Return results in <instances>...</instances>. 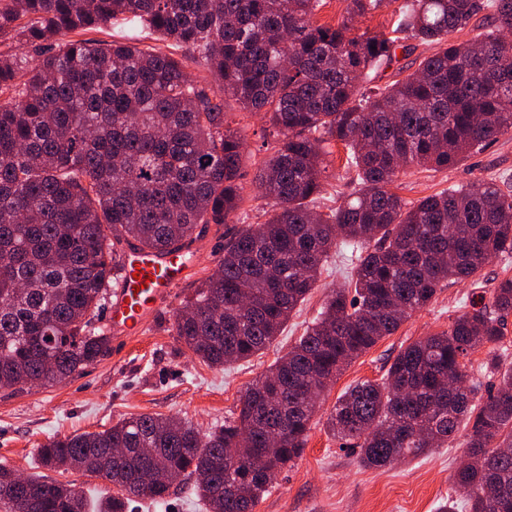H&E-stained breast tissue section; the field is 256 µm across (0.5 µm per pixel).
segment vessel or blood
Returning <instances> with one entry per match:
<instances>
[{"label": "vessel or blood", "mask_w": 512, "mask_h": 512, "mask_svg": "<svg viewBox=\"0 0 512 512\" xmlns=\"http://www.w3.org/2000/svg\"><path fill=\"white\" fill-rule=\"evenodd\" d=\"M123 264L122 281L107 311V321L119 343L148 326L172 290L187 278L195 256L187 250L163 254L132 247Z\"/></svg>", "instance_id": "b4317fda"}]
</instances>
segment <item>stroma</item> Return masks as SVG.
Instances as JSON below:
<instances>
[{
	"label": "stroma",
	"mask_w": 512,
	"mask_h": 512,
	"mask_svg": "<svg viewBox=\"0 0 512 512\" xmlns=\"http://www.w3.org/2000/svg\"><path fill=\"white\" fill-rule=\"evenodd\" d=\"M225 110L247 141L241 160L245 191L235 223L220 231L207 230L195 241L197 265L142 335L110 347L97 362L60 382L0 389V465L23 475L39 472L37 450L49 438L99 432L119 419L141 414L179 417L204 432L223 425L236 413L245 391L318 317L329 291L347 285L348 263L340 256L329 257L316 288L281 334L262 353L246 361L210 366L176 336V313L198 284L216 271L226 238L266 219L267 201L253 183L259 164L272 153L273 142L264 136L266 121L262 113L241 111L231 99L226 100ZM327 149L328 166L316 203L317 211L323 213L336 208L356 189L344 169V147L331 142ZM481 181L512 187V133L465 155L452 168L438 172L410 168L400 177L396 191L404 200L414 202ZM505 276L512 277L510 253L489 262L477 281L448 282L427 307L413 313L393 335L352 361L325 390L303 453L276 475L254 512H436L447 499L464 502L454 474L465 454V432H458L454 440L431 454L382 469H366L360 466L356 453L344 448L327 430L326 420L337 398L350 386L381 380L402 347L447 330L474 302L489 297L496 282ZM133 507L135 512H206L190 481L181 478L173 483L163 503L144 499L135 501Z\"/></svg>",
	"instance_id": "35a3bbf8"
}]
</instances>
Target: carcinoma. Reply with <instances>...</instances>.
I'll list each match as a JSON object with an SVG mask.
<instances>
[{"label": "carcinoma", "mask_w": 512, "mask_h": 512, "mask_svg": "<svg viewBox=\"0 0 512 512\" xmlns=\"http://www.w3.org/2000/svg\"><path fill=\"white\" fill-rule=\"evenodd\" d=\"M384 2L347 0L346 16L325 26L313 21L320 0H0V41L35 53L0 50V378L51 384L106 354L110 337L92 322L122 277L118 245L180 249L232 223L245 142L225 120L226 97L267 116L274 153L254 183L272 209L224 244L216 274L176 315V336L211 366L247 360L279 335L331 251L351 265L348 286L330 292L221 428L139 415L38 448L46 469L121 488L98 512L164 501L171 472L194 480L208 512H253L302 454L317 399L344 367L443 283L512 253V190L467 185L414 204L391 190L411 166L443 170L512 133V0H409L395 29L356 33L353 20ZM489 6L483 35L451 40ZM126 24L139 33L123 42H57ZM401 33L439 50L403 79L369 87ZM145 34L181 57L140 47ZM191 63L214 82L190 78ZM328 139L346 147L358 190L323 214L310 203ZM509 312L504 278L489 303L401 350L384 381L348 388L329 430L362 466L381 468L440 447L463 425L455 483L468 512H512V363L494 349ZM487 345L480 371L499 382L476 404L464 360ZM4 500L17 512H88L82 492L0 466Z\"/></svg>", "instance_id": "cac0c4a2"}]
</instances>
